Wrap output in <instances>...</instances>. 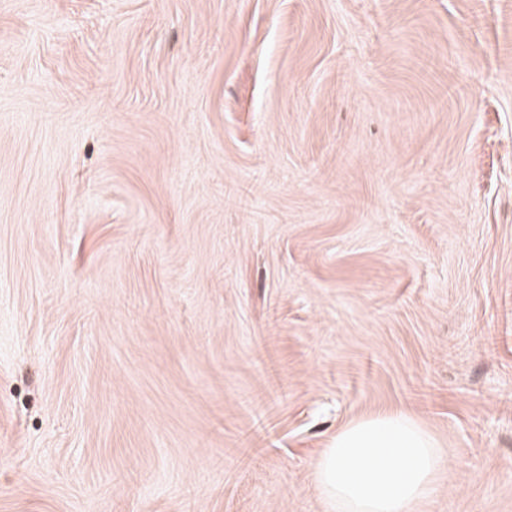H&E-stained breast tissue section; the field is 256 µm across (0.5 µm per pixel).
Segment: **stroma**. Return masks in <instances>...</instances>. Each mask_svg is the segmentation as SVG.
<instances>
[{"label": "stroma", "instance_id": "1", "mask_svg": "<svg viewBox=\"0 0 512 512\" xmlns=\"http://www.w3.org/2000/svg\"><path fill=\"white\" fill-rule=\"evenodd\" d=\"M512 512V0H0V512Z\"/></svg>", "mask_w": 512, "mask_h": 512}]
</instances>
